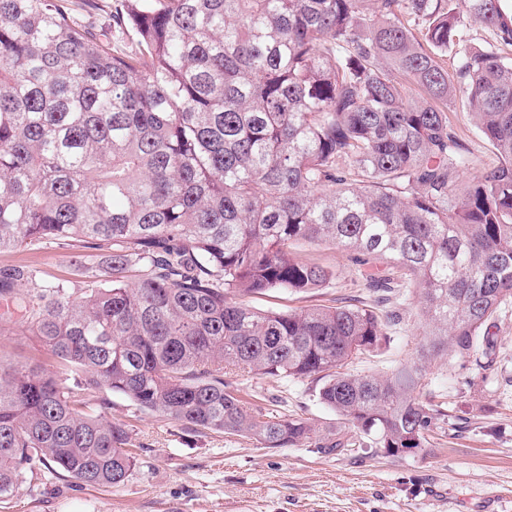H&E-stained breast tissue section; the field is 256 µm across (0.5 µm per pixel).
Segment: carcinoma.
Masks as SVG:
<instances>
[{
	"mask_svg": "<svg viewBox=\"0 0 512 512\" xmlns=\"http://www.w3.org/2000/svg\"><path fill=\"white\" fill-rule=\"evenodd\" d=\"M128 53L70 0H0V251L78 247L82 286L0 264L16 322L69 371L0 362V504L38 466L114 487L136 464L119 393L194 430L266 448L353 445L237 397L224 370L309 379L336 420L391 456L463 422L424 384L427 355L485 370L512 304V13L502 0H123ZM478 24L495 43L461 39ZM450 56L453 66L445 65ZM469 113L498 163L466 185ZM299 242L390 262L373 302L258 312L323 287ZM418 299L431 337L391 372L347 365Z\"/></svg>",
	"mask_w": 512,
	"mask_h": 512,
	"instance_id": "carcinoma-1",
	"label": "carcinoma"
}]
</instances>
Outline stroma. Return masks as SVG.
<instances>
[{"label":"stroma","mask_w":512,"mask_h":512,"mask_svg":"<svg viewBox=\"0 0 512 512\" xmlns=\"http://www.w3.org/2000/svg\"><path fill=\"white\" fill-rule=\"evenodd\" d=\"M80 24L107 33L126 49L134 35L114 29L112 13L120 0H73ZM448 119L470 148L474 162L465 179L494 166L496 155L468 113L449 109ZM296 254L328 266L335 276L306 293L278 289L251 298L261 311H300L347 305L363 294L368 272L387 274V264L366 267L352 252L302 243ZM67 248L21 247L0 253V263L31 262L45 279H74ZM425 330L417 300H408L401 325L386 342L360 356L351 373H383L415 360ZM500 349L492 366L476 370L469 356L432 363L429 388L450 415L466 419L458 435L432 434L427 454L394 457L370 448L327 454L308 444L265 448L253 439L207 430L137 410L122 395L108 396L107 416L129 426L136 466L117 487L86 486L64 473L35 470L5 512H483L498 500L512 512V309L496 320ZM0 360L51 369L35 337L15 327L0 337ZM226 384L250 401H278L279 411L322 426L333 411L316 398L310 380L225 374Z\"/></svg>","instance_id":"35a3bbf8"}]
</instances>
